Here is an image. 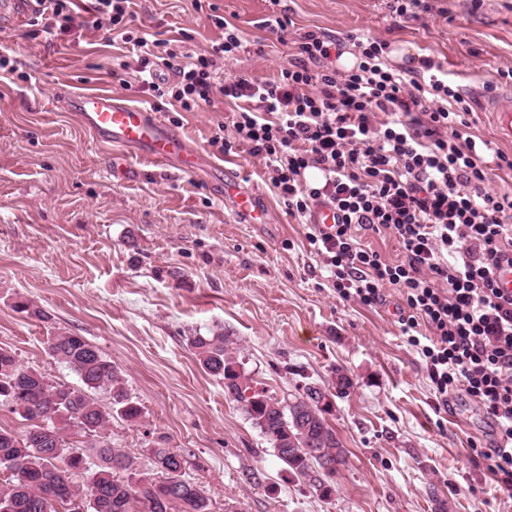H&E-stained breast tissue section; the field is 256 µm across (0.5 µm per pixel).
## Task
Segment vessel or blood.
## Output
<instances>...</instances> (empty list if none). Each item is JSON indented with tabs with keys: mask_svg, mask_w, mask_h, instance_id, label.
Instances as JSON below:
<instances>
[{
	"mask_svg": "<svg viewBox=\"0 0 512 512\" xmlns=\"http://www.w3.org/2000/svg\"><path fill=\"white\" fill-rule=\"evenodd\" d=\"M482 104L491 113L500 135L512 140V88L486 94ZM68 109L100 146L131 150L157 165L174 167L188 175L204 171L221 176L224 200L237 218L247 224L268 223L267 205L255 189L243 186L229 168L190 146L148 109L108 90L70 93Z\"/></svg>",
	"mask_w": 512,
	"mask_h": 512,
	"instance_id": "obj_1",
	"label": "vessel or blood"
}]
</instances>
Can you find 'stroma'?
Wrapping results in <instances>:
<instances>
[{
    "mask_svg": "<svg viewBox=\"0 0 512 512\" xmlns=\"http://www.w3.org/2000/svg\"><path fill=\"white\" fill-rule=\"evenodd\" d=\"M246 48L224 72L277 78L290 61L300 29L345 39L386 41L394 66L431 55L450 84L478 99L487 85L505 87L512 70V0H434L435 13L395 18L387 0H282L294 22L287 35L262 27L266 0H216ZM138 25L201 51L221 32L193 0H135ZM26 24L0 31V54L15 74L0 76V348L51 381L78 385L47 351L48 336L72 331L112 361L140 422L113 415V447L152 471L157 438L186 454V475L207 491L210 512H512L472 445L494 440L491 421L465 395L452 409L437 403L425 365L402 336L386 289V305L338 299L306 239L288 216L259 162L230 156L229 168L262 194L269 221L244 224L209 176L162 169L125 153L137 169L123 179L108 153L95 147L65 105L86 87H109L152 105L134 70L112 75L121 40L82 27L71 36L30 38ZM233 103L216 99L195 112L164 113L195 148L210 150ZM26 297L50 313L42 322L17 311ZM231 337L254 379L279 398L311 384L349 388L336 397L332 426L347 450L322 497L285 471L243 410L205 372L190 336Z\"/></svg>",
    "mask_w": 512,
    "mask_h": 512,
    "instance_id": "35a3bbf8",
    "label": "stroma"
}]
</instances>
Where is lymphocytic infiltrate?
Segmentation results:
<instances>
[{
	"instance_id": "f902f5d3",
	"label": "lymphocytic infiltrate",
	"mask_w": 512,
	"mask_h": 512,
	"mask_svg": "<svg viewBox=\"0 0 512 512\" xmlns=\"http://www.w3.org/2000/svg\"><path fill=\"white\" fill-rule=\"evenodd\" d=\"M131 0H92L95 28L117 35L155 109L194 112L224 97L237 102L233 135L216 132L212 146L227 154L246 146L263 162L289 216L308 221L306 238L343 301L381 304L386 289L404 303L398 322L424 361L437 400L456 388L481 403L496 442L475 449L512 492V292L496 273L512 268V195L488 191L491 170L512 171V156L469 132L471 100L448 82L428 55L392 68L387 43L354 37L359 63L346 71L332 57L338 37L306 31L277 79L226 80L218 60L242 49V31L213 0H195L222 29L209 49L183 57L172 40L135 27ZM32 35L71 34L74 0H42L30 18ZM321 177L312 181L308 169ZM334 206L341 223L312 224L316 205ZM388 231L404 258L385 261L358 246L353 226Z\"/></svg>"
}]
</instances>
